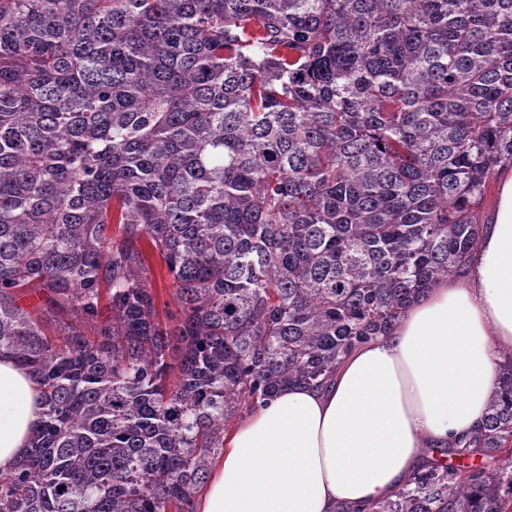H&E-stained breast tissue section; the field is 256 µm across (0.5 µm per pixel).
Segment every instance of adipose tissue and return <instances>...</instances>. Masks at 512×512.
<instances>
[{
    "instance_id": "adipose-tissue-1",
    "label": "adipose tissue",
    "mask_w": 512,
    "mask_h": 512,
    "mask_svg": "<svg viewBox=\"0 0 512 512\" xmlns=\"http://www.w3.org/2000/svg\"><path fill=\"white\" fill-rule=\"evenodd\" d=\"M476 250L412 302L391 335L355 349L323 387L291 384L224 436L195 512H369L427 448L480 424L512 356V167L500 168ZM43 419L29 369L0 352V471Z\"/></svg>"
}]
</instances>
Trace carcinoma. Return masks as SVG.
<instances>
[{
	"instance_id": "1",
	"label": "carcinoma",
	"mask_w": 512,
	"mask_h": 512,
	"mask_svg": "<svg viewBox=\"0 0 512 512\" xmlns=\"http://www.w3.org/2000/svg\"><path fill=\"white\" fill-rule=\"evenodd\" d=\"M504 165L512 0H0V351L44 406L0 512H193L229 422L463 270ZM432 452L372 512H512V356ZM151 288H153L158 300L160 313L163 314V311L166 310L175 314L179 307L174 298V290H172L171 281L166 276L162 278L157 274L156 279H153L151 282Z\"/></svg>"
}]
</instances>
